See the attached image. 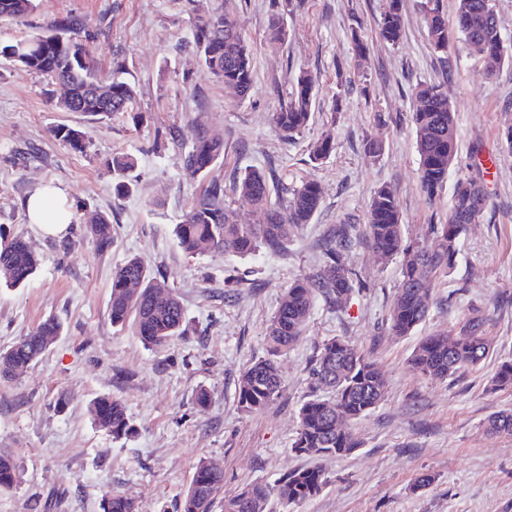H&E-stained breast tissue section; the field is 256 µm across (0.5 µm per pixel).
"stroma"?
I'll return each instance as SVG.
<instances>
[{
  "label": "stroma",
  "instance_id": "stroma-1",
  "mask_svg": "<svg viewBox=\"0 0 512 512\" xmlns=\"http://www.w3.org/2000/svg\"><path fill=\"white\" fill-rule=\"evenodd\" d=\"M402 4L404 33L395 45L377 34L385 0H36L27 24L0 23L7 43L54 19L82 17L101 77L119 67L137 89L133 111L94 120L60 111L57 85L0 57V235L23 236L40 257L26 285L0 288V351L47 318L63 325L35 365L0 381V453L14 457L21 474L0 491V512H102L108 490L130 498L136 512H180L202 459L224 470L219 506L246 484L275 483L306 463L291 449L297 411L310 394L317 347L333 336L374 360L385 397L354 423L359 447L326 461L323 490L297 505L272 503L271 512H512V435L486 427L491 414L512 410V388L488 389L498 365L512 359V154L499 137L512 122V64L487 76L453 24L448 35L457 50L441 62L420 0ZM218 6L237 17L253 52L254 82L244 99L218 84L189 44L196 17ZM275 14L288 40L273 50L266 31ZM356 33L369 49L364 63ZM303 71L319 78L316 106L286 142L272 115ZM420 82L443 84L457 119V160L432 201L420 188L409 121L410 91ZM200 120L224 141L214 170L224 182L247 168L275 170L291 188L319 181L320 207L284 252H183L174 228L202 186L183 162ZM60 125L84 133L85 151L54 136ZM327 135L336 148L313 164L310 148ZM369 137L382 141L380 156L365 152ZM117 153L137 160L128 196L113 190L107 161ZM464 175L482 183L487 206L462 236L456 268L439 280L426 322L407 336L392 333L400 263L379 264L367 245H355L348 262L362 290L342 314L316 304L306 335L280 359L282 398L242 412V370L263 355L284 288L321 267L336 225L363 226L375 190L387 186L405 237L421 240L445 221L452 184ZM44 185L62 190L71 205V224L58 238L39 234L24 207ZM99 211L112 220L105 250L86 232ZM133 255L183 301L187 333L166 347H146L110 321L112 273ZM473 307L492 316L488 357L453 380L415 372L408 360L419 341L458 328ZM202 387L209 392L203 411L194 400ZM108 394L124 402L133 428L118 441L87 414L94 398ZM424 473L431 484L415 488Z\"/></svg>",
  "mask_w": 512,
  "mask_h": 512
}]
</instances>
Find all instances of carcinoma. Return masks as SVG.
I'll use <instances>...</instances> for the list:
<instances>
[{
	"instance_id": "cac0c4a2",
	"label": "carcinoma",
	"mask_w": 512,
	"mask_h": 512,
	"mask_svg": "<svg viewBox=\"0 0 512 512\" xmlns=\"http://www.w3.org/2000/svg\"><path fill=\"white\" fill-rule=\"evenodd\" d=\"M35 8V0H0V18L22 20ZM423 23L433 50L448 58V18L438 4L425 0ZM85 20L67 16L47 23L29 38L1 43L0 56H14L12 62L28 68L48 83L63 81L71 90V101L60 107L63 112H84L90 116H110L132 109L136 85L115 70L106 82V95L96 94L102 82L99 65L87 47ZM456 26L464 43L480 44V57L489 74L504 62H512V47L500 34L495 0H458ZM402 0H386L378 23L379 37L395 45L403 35ZM286 27L277 16L271 17L267 43L275 48L286 42ZM192 44L202 67L224 88L244 99L254 79L253 55L235 15L217 8L199 16L192 31ZM316 79L307 72L293 81L289 100L273 113V123L285 139L299 133L307 124L316 104ZM410 122L419 155V182L428 200H433L448 179L457 154L456 117L443 86L420 83L412 92ZM54 135L82 152L86 143L81 132L58 126ZM335 143L327 136L315 143L310 155L315 163L330 156ZM224 159V140L210 135L203 124L196 127L185 166L204 179V186L175 234L183 251L200 255L222 251L233 256L259 252L277 254L310 223L317 212L322 190L314 179L292 189L284 199L272 200L269 181L272 176L249 169L234 183V192L247 198L259 217L256 224L236 223L225 204L224 181L212 176ZM109 165L119 176L115 193L128 195L133 183L124 176L136 165L128 154L114 155ZM483 187L471 177L459 178L454 186L448 220L431 226L429 236L409 242L395 195L388 186L375 191L367 211L364 239L381 262L402 257V276L389 311L394 335L411 334L428 316L437 282L455 269L459 243L468 225L476 224L486 208ZM351 225L336 227L334 239L324 250L319 271L294 279L281 296L279 307L270 319L264 336L265 353L240 374L238 404L250 413L264 409L282 393L279 373L281 354L305 335L317 300L336 312L347 310L361 280L346 261L352 248ZM99 249L112 244V221L105 212L91 216L87 227ZM39 267V257L21 237L0 240V283L20 287ZM109 317L112 325L129 327L149 347L167 346L185 335L186 319L182 302L173 289L160 290L152 273L140 257H131L112 274ZM489 311L474 307L462 319L457 330L438 331L424 337L414 349L410 363L414 370L431 378H454L462 370L475 366L489 353L491 337L486 326ZM62 326L48 318L0 352V379H11L46 352L61 335ZM312 395L298 410V429L292 451L308 464L284 474L270 486L250 483L224 500L223 512H270L274 500L288 506L319 494L327 483L324 461L345 457L358 448L350 422L366 417L383 400L386 381L370 356L352 347L340 337L324 340L309 371ZM494 390L512 387V361H503L491 377ZM92 422L120 439L131 431L126 407L110 395L96 397L88 407ZM489 429L512 434V412L501 411L488 420ZM18 481L12 456L0 454V490L13 488ZM224 481V471L213 463L197 464L182 501L181 512H213L211 487ZM103 512H135L132 500L118 492L102 496Z\"/></svg>"
}]
</instances>
